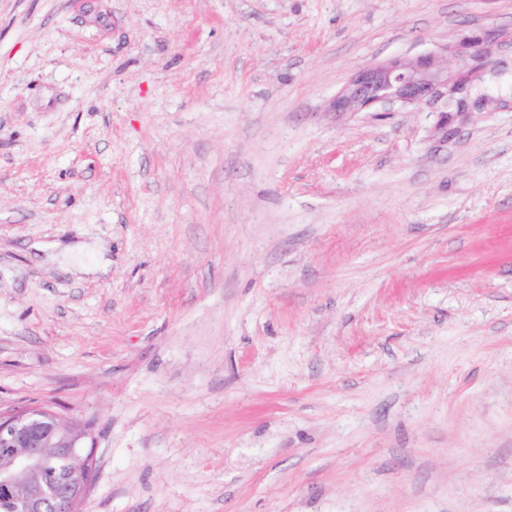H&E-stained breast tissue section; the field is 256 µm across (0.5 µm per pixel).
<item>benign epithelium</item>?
I'll list each match as a JSON object with an SVG mask.
<instances>
[{
    "instance_id": "benign-epithelium-1",
    "label": "benign epithelium",
    "mask_w": 512,
    "mask_h": 512,
    "mask_svg": "<svg viewBox=\"0 0 512 512\" xmlns=\"http://www.w3.org/2000/svg\"><path fill=\"white\" fill-rule=\"evenodd\" d=\"M460 49L475 63L467 71L450 73L448 63L433 54L364 69L336 95L333 109L362 112L382 103L422 101L440 112L483 108L493 99L473 96V74L512 50V38L504 41L495 31H483L465 38ZM93 448L90 427L51 406L0 412V489L25 512H80L90 490ZM58 457L66 466L56 485L47 479L46 463Z\"/></svg>"
}]
</instances>
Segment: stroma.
I'll return each mask as SVG.
<instances>
[{"mask_svg": "<svg viewBox=\"0 0 512 512\" xmlns=\"http://www.w3.org/2000/svg\"><path fill=\"white\" fill-rule=\"evenodd\" d=\"M512 0H0V412L82 512H512V92L335 112ZM0 489L25 512H81L90 490L93 448L90 427L51 406L0 412ZM63 458L60 485L46 476V463Z\"/></svg>", "mask_w": 512, "mask_h": 512, "instance_id": "stroma-1", "label": "stroma"}]
</instances>
